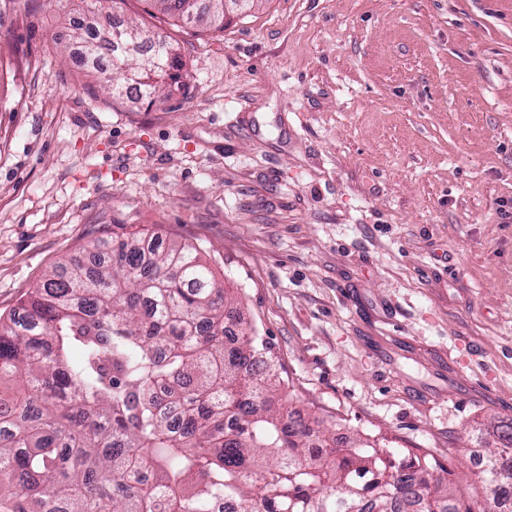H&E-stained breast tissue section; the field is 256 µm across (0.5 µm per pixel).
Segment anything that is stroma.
Returning a JSON list of instances; mask_svg holds the SVG:
<instances>
[{"instance_id":"obj_1","label":"stroma","mask_w":512,"mask_h":512,"mask_svg":"<svg viewBox=\"0 0 512 512\" xmlns=\"http://www.w3.org/2000/svg\"><path fill=\"white\" fill-rule=\"evenodd\" d=\"M184 77L149 103L72 62L69 0L0 33V315L97 238L196 246L319 431L438 457L512 420V0H148ZM154 8L177 19L204 27L223 30L227 20L225 0H148Z\"/></svg>"}]
</instances>
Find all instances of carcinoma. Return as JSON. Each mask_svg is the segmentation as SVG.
<instances>
[{
	"label": "carcinoma",
	"instance_id": "1",
	"mask_svg": "<svg viewBox=\"0 0 512 512\" xmlns=\"http://www.w3.org/2000/svg\"><path fill=\"white\" fill-rule=\"evenodd\" d=\"M186 23L224 29L225 0H151ZM93 61L118 54L114 98L151 101L179 83V48L129 21L80 36ZM95 240L93 265L59 263L0 317V512H500L512 492V423L466 502L433 454L355 436L314 456L270 347L196 247Z\"/></svg>",
	"mask_w": 512,
	"mask_h": 512
}]
</instances>
